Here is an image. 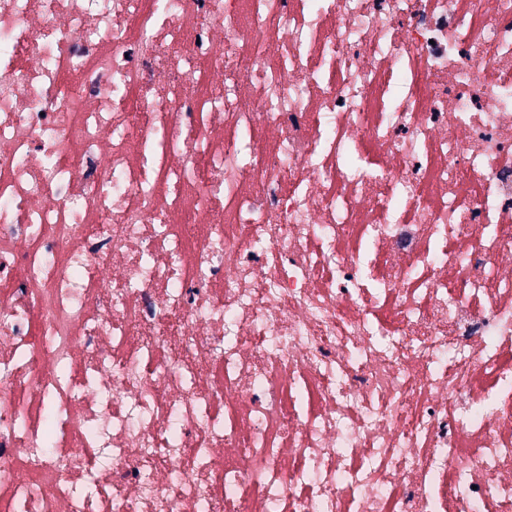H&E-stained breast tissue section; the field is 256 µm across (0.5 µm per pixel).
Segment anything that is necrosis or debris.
<instances>
[{
	"instance_id": "necrosis-or-debris-1",
	"label": "necrosis or debris",
	"mask_w": 512,
	"mask_h": 512,
	"mask_svg": "<svg viewBox=\"0 0 512 512\" xmlns=\"http://www.w3.org/2000/svg\"><path fill=\"white\" fill-rule=\"evenodd\" d=\"M0 512H512V0H0Z\"/></svg>"
}]
</instances>
